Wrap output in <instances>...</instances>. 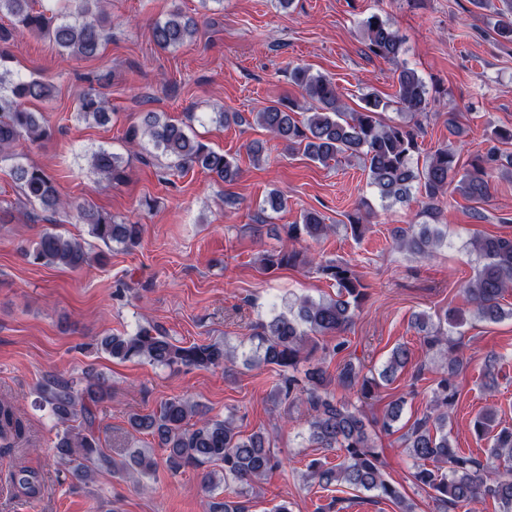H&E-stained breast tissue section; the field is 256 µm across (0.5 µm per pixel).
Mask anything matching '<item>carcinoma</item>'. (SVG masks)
<instances>
[{
    "mask_svg": "<svg viewBox=\"0 0 512 512\" xmlns=\"http://www.w3.org/2000/svg\"><path fill=\"white\" fill-rule=\"evenodd\" d=\"M75 10L59 11L50 16L34 10L33 0H0V18L14 20L15 28L49 38L60 52L80 59L96 58L101 53V22L105 16L104 0H74ZM497 9V35L512 42V0H501ZM362 30L371 53L384 59H395L404 52L403 41L381 16L372 14L362 21ZM197 21L173 5L156 20L152 37L162 49H175L193 39ZM13 31L0 27V162H11V173L20 185L27 202L47 212L70 209L78 223L88 227L89 235L106 247L116 243L127 249L140 243L141 226L117 222L89 203L75 204L63 199L53 178L38 167L22 162L15 152L24 139L39 143L51 137L52 131L43 117L28 110L25 103L45 101L52 96V87L38 79L26 77L10 67L12 59L8 43ZM291 80L298 87L303 102L274 100L253 113V122L272 137L298 150L309 160L325 165L340 155L363 160L369 184L383 202H404L413 188L422 193L423 212L434 215L449 188L464 197L481 203L491 194V179L504 165L512 167V153L498 147L476 156L469 167L459 165L457 153L444 146L429 155L422 166L413 162L419 150L417 133L404 122L385 123L381 114L388 103L366 94L359 108L346 106L335 82L313 74L306 67H295ZM397 104L408 116L427 114L430 105L426 85L416 71L403 68L397 75ZM307 112L303 121L296 111ZM78 116L97 124L109 121L107 101L94 89L80 99ZM210 123L225 127L240 125L245 118L237 112H214ZM204 118L188 112L185 119L175 121L160 112H145L139 121L126 130V140L136 145L148 140L157 154L171 160L179 170L199 167L219 180L231 184L240 176L238 165L226 155L204 143L193 129ZM131 159L99 149L91 154L90 166L103 180L117 183L127 178ZM335 230L316 212H306L301 223L288 225V240L318 241ZM396 247L420 258L434 256L448 245V227L444 224H409L392 230ZM479 255L476 276L464 288L467 304L475 316L497 323L512 317L502 300L512 290V237L480 235L471 240ZM25 256L34 264L78 270L93 261L102 262L105 255L95 253L76 238L55 232H44ZM310 265L316 272L335 282L336 296L314 301L302 298L272 306L266 321L260 322L251 339L255 345L249 361L272 366L278 370L280 382L274 386L275 404L307 405L309 441L317 448L338 451L339 462L329 466L312 461L307 477L323 488L345 485L355 491L374 493V497L394 504L398 512H415V504L400 487L384 478L382 462L370 433L364 411L350 400L339 399L331 391L336 387L346 393L356 392L365 399L381 384L393 380L395 374L410 362L406 345L395 346L383 369L376 377L363 373L360 366L346 360L332 373L319 362L306 365L317 350L333 357L345 349V342L334 347L319 346L316 338L339 335L352 324L355 313L368 297L367 285L344 261L318 260L292 247L267 252L262 265L267 268ZM464 323L463 315L451 311L433 322L432 317L418 314L414 325L424 333V344L437 350L446 360L433 389L432 404L414 420L402 435L404 448L412 461L411 479L440 508L454 512L479 499L491 497L503 512H512V427L501 426L496 413L488 408L479 412L473 429L487 442L484 455L465 453L456 448L448 433V414L458 394L456 377L465 366L462 343L451 338L448 328ZM100 349L121 361L146 360L165 368L215 369L232 363L235 350L227 343L214 341L188 346L173 341L156 325H140L132 334H108L101 338ZM41 400L60 426L53 442L59 463L67 467L71 477L89 483L102 467L110 464L112 471L150 476L157 467L155 459L136 448L128 458L109 461L104 452L96 406L109 395V387L98 375L87 371L77 379H43L37 388ZM404 399L393 402L384 417L377 421L381 430L390 433L402 415ZM196 404L188 398L165 400L153 414H133L130 426L147 432L166 452L165 464L174 473L188 467L207 468L202 481L207 489L221 481L232 480L240 488H252L275 468L277 461L270 448L269 436L257 431L241 434L233 414L192 422ZM29 444L28 426L7 401H0V447L18 448ZM14 486L34 494L39 479L36 471L19 466L11 472Z\"/></svg>",
    "mask_w": 512,
    "mask_h": 512,
    "instance_id": "1",
    "label": "carcinoma"
}]
</instances>
